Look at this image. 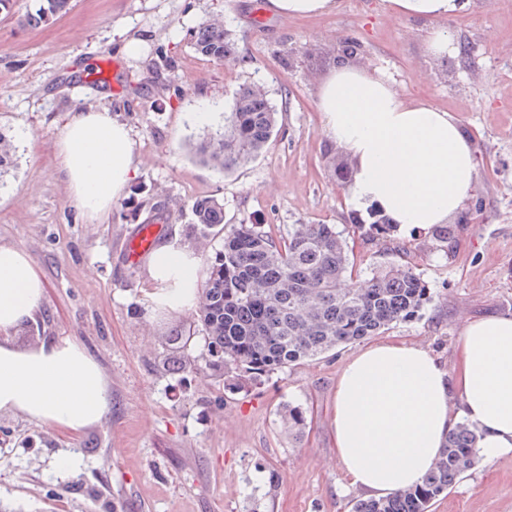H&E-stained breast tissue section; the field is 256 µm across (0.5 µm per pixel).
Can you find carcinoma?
<instances>
[{
  "label": "carcinoma",
  "instance_id": "1",
  "mask_svg": "<svg viewBox=\"0 0 512 512\" xmlns=\"http://www.w3.org/2000/svg\"><path fill=\"white\" fill-rule=\"evenodd\" d=\"M72 0H33L15 14V0H0V11L19 27L37 28L67 14ZM195 51L219 63L237 59V43L224 23L206 20L191 34ZM278 112L266 88L243 85L226 117L224 131L202 141L195 152L207 164L228 171L244 164L271 141ZM13 141L0 129V174L13 166ZM200 234L224 223V207L211 197L191 205ZM373 237L392 238L395 227L372 210ZM439 250L452 248L453 230H433ZM346 238L334 224H290L279 237L260 224H232L224 243L207 258L195 320L208 340L215 375L237 373L260 381L300 361L374 336L416 315L430 301L426 281L409 265L389 263L365 282L352 283ZM168 362L194 371L196 361L174 347ZM288 436L301 440L306 415L298 406L284 412ZM481 463L478 434L462 421L446 439L435 467L419 485L393 495L356 503L354 512H429L433 501Z\"/></svg>",
  "mask_w": 512,
  "mask_h": 512
}]
</instances>
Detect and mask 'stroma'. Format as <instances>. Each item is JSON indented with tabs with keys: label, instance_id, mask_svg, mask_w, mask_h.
Listing matches in <instances>:
<instances>
[{
	"label": "stroma",
	"instance_id": "35a3bbf8",
	"mask_svg": "<svg viewBox=\"0 0 512 512\" xmlns=\"http://www.w3.org/2000/svg\"><path fill=\"white\" fill-rule=\"evenodd\" d=\"M442 25L457 46L437 58L430 25L393 15L387 0H337L312 16L270 12L268 0H73L52 24L21 30L0 14V127L16 164L0 177V245L34 261L39 314L16 345L70 339L98 362L110 407L79 432L20 412L0 413V506L9 512H351L364 493L349 486L336 455V385L360 346L289 365L262 382H215L204 333L191 311L153 302L146 266H127L123 244L141 224H161L162 243L200 259L223 235L198 239L189 205L214 197L228 224H333L343 231L353 276L392 261L415 267L431 300L410 321L381 332L433 352L455 370L465 319L512 314V0H464ZM223 20L238 43L219 64L190 35ZM360 44L357 66L388 75L411 101L449 112L467 134L477 180L469 223L438 251L430 234L397 233L400 252L352 226L349 187L332 165L338 148L319 108L340 39ZM143 39L137 60L123 44ZM260 82L278 111L266 149L220 172L192 151L222 132L242 84ZM110 108L131 131L134 174L108 215L75 203L57 142L71 111ZM210 112L209 121L198 118ZM181 336L198 368L165 363ZM307 425L291 443L285 404ZM62 454L74 467L54 466ZM430 512H512V454L482 462Z\"/></svg>",
	"mask_w": 512,
	"mask_h": 512
}]
</instances>
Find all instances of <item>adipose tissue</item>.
I'll return each instance as SVG.
<instances>
[{
    "label": "adipose tissue",
    "mask_w": 512,
    "mask_h": 512,
    "mask_svg": "<svg viewBox=\"0 0 512 512\" xmlns=\"http://www.w3.org/2000/svg\"><path fill=\"white\" fill-rule=\"evenodd\" d=\"M396 14L434 22L430 51L454 48L436 22L462 0H388ZM325 130L353 168L350 198L389 217L398 229L429 231L455 219L472 196L476 164L467 135L448 112L409 102L384 75L338 64L319 94ZM72 195L89 216H106L133 168L128 127L110 110L73 113L59 139ZM199 259L164 245L151 255L153 301L191 308ZM43 283L21 250L0 246V412L25 413L78 432L109 407L105 378L77 342L17 347L12 333L33 319ZM458 371H445L426 349L378 343L359 350L341 374L334 400L336 452L351 486L386 496L419 484L458 419L475 426L484 460L512 453V315L465 321Z\"/></svg>",
    "instance_id": "ef3b65f1"
}]
</instances>
